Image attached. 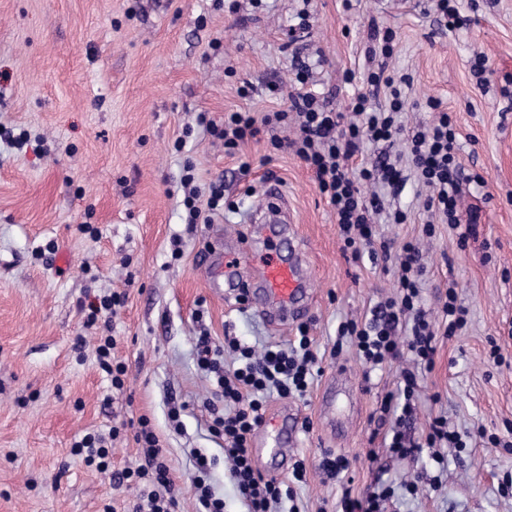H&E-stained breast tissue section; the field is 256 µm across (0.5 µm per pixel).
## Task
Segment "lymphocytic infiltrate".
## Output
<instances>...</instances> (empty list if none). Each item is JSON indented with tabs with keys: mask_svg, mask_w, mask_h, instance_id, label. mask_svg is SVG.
Listing matches in <instances>:
<instances>
[{
	"mask_svg": "<svg viewBox=\"0 0 512 512\" xmlns=\"http://www.w3.org/2000/svg\"><path fill=\"white\" fill-rule=\"evenodd\" d=\"M370 39L372 44L367 54L378 65L368 73V91L356 94L352 100L351 121H343L329 97L306 90L310 73L302 67L296 74L300 88L289 93L288 109L261 120L249 112H228L220 125L202 113L198 123L212 136L223 140L224 152L230 156L240 143L259 136L264 127L293 125V137L274 135L270 141L274 148L291 150L314 171L320 192L336 213L344 251L350 252L356 261L365 254L372 258L380 256L394 261L401 269L396 294L376 303L369 318L340 325L338 340L348 342L355 349L369 373L406 355L416 367L430 369L436 353L437 323H444L446 333H453L465 325L466 312L458 305L457 293L452 290L441 307L440 319H432L421 303V252L413 241L397 244L384 238L374 221L376 215L382 214L390 223L403 224L407 214L399 209L386 210L383 199L366 195L363 188L379 184L397 196L407 179H415L427 191L423 209L430 218L425 225L426 233L430 234L435 223L459 224L461 186L472 182L473 177L459 160L451 118L439 110L435 100L426 102L435 114L432 122L412 127L403 124L401 117L407 108L403 88L410 80L395 76L388 68L395 35L375 25ZM379 95L383 96V103L374 104V97ZM367 141L385 143L386 148L371 164L351 168V160ZM400 141L405 148L398 152L394 146ZM195 181L194 165L186 164L181 178L186 221L207 224L224 207V185L211 183L204 193ZM228 351L236 355L235 367L224 365V354ZM196 354L199 370L216 384V401L208 406L210 428L224 440V455L231 462L230 474L247 512H300L294 504L292 486L266 478L256 468L249 442L265 422L270 395L304 396L318 375V356L307 327H300L290 346H272L260 354L231 337L225 338L223 344H215L204 332L197 338ZM416 387L414 370L403 371L400 394L404 403L396 410L391 401H382L378 421L390 426L386 445L390 455L404 459L428 447L433 449L432 459L437 462L441 459L440 449L460 448L464 442L457 432L449 430L447 418L441 416L429 422L423 442H416L408 435ZM133 440L141 448L144 462L137 468L116 473V487H137L134 512H174L177 500L170 466L148 418H139Z\"/></svg>",
	"mask_w": 512,
	"mask_h": 512,
	"instance_id": "1",
	"label": "lymphocytic infiltrate"
}]
</instances>
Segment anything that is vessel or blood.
I'll return each mask as SVG.
<instances>
[{"mask_svg":"<svg viewBox=\"0 0 512 512\" xmlns=\"http://www.w3.org/2000/svg\"><path fill=\"white\" fill-rule=\"evenodd\" d=\"M253 233L263 243L291 235L293 228L286 223L253 225ZM303 259L300 254H280L268 251L256 253L253 246L245 245L220 256L218 262L205 271L206 282L212 292L223 295L234 292L242 284V271L253 267L259 272L253 295L258 314L275 328L294 323L307 309L310 283L302 275ZM295 434L287 409H279L272 420L271 430L262 432L256 440L259 454L265 455L270 472L286 471L290 461L288 452Z\"/></svg>","mask_w":512,"mask_h":512,"instance_id":"b4317fda","label":"vessel or blood"}]
</instances>
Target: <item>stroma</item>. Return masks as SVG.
I'll list each match as a JSON object with an SVG mask.
<instances>
[{
    "instance_id": "obj_1",
    "label": "stroma",
    "mask_w": 512,
    "mask_h": 512,
    "mask_svg": "<svg viewBox=\"0 0 512 512\" xmlns=\"http://www.w3.org/2000/svg\"><path fill=\"white\" fill-rule=\"evenodd\" d=\"M461 9L470 23L451 32L439 29L434 0H0V133L12 134L0 136V512H128L136 492L116 489L112 473L141 464L133 438L113 440L106 471L71 447L142 416L166 450L175 512L197 510L195 448L212 461L207 481L224 512H245L224 442L208 429L215 387L196 367V338L205 330L216 344L233 336L262 349L289 344L300 325L272 330L237 296H214L200 265L216 236L228 246L249 238L271 182L306 262L303 323L323 368L305 397L268 400L269 411L288 406L312 424L290 449L306 466L294 486L300 512H339L344 490L358 496L381 484L394 491L388 512H512V492L500 490L512 452L487 441H512V0H461ZM304 10L311 26L289 42ZM374 24L396 34L390 70L413 78L404 124L430 121L424 104L439 100L463 166L485 180L462 187V211L478 214L467 240L447 224L424 236V191L412 181L390 202L407 223L377 218L388 239H422L426 308L439 310L453 283L467 311L462 329L439 337L433 369L417 372L412 434L442 415L470 438L444 449L440 465L426 449L413 460L391 456L376 432L372 415L397 391L401 363L367 381L354 349L330 355L341 323L395 294L396 270L343 253L336 215L297 157L271 152L263 138L225 155L196 123L201 112L220 124L228 112L286 109L287 97L269 87L292 84L296 55L321 56L312 79L349 112L367 88ZM479 54L483 89L472 69ZM246 84L255 91L244 97ZM188 161L200 188L224 184L226 207L211 223L182 219ZM84 224L98 236L81 232ZM112 292L124 300L111 329L85 326L90 297ZM108 331L128 367L119 391L96 363ZM328 453L350 460L346 483L320 469ZM419 466L437 483L406 493Z\"/></svg>"
}]
</instances>
